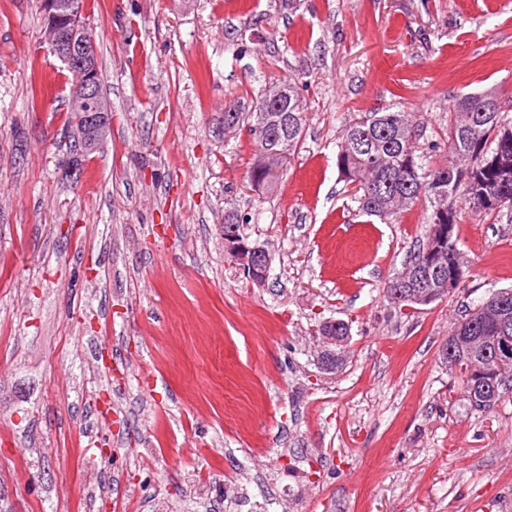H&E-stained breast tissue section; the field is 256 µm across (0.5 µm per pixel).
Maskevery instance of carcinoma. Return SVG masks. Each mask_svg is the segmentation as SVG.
<instances>
[{"mask_svg":"<svg viewBox=\"0 0 512 512\" xmlns=\"http://www.w3.org/2000/svg\"><path fill=\"white\" fill-rule=\"evenodd\" d=\"M276 101L260 96L252 111L224 112V128L229 132L246 130L260 160L251 171L256 187L269 183L267 167L272 150L290 154L300 146L305 104L299 88L281 84ZM491 92L462 96L451 113L448 163L428 167L418 149L422 130L413 125L407 113L391 106L374 112H361L348 121L337 144L336 166L342 178L358 187L354 201L368 217L390 219L411 209L425 198L431 206L429 230L405 268L413 269L422 261L424 251L436 236V227L457 224V205L476 216L495 213L512 223V111L500 103L491 112L478 107ZM440 264L445 278L464 274L457 236L451 234L442 244ZM486 393L481 389L465 392L466 407L484 411Z\"/></svg>","mask_w":512,"mask_h":512,"instance_id":"cac0c4a2","label":"carcinoma"}]
</instances>
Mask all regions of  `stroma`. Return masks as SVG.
Returning a JSON list of instances; mask_svg holds the SVG:
<instances>
[{"instance_id":"1","label":"stroma","mask_w":512,"mask_h":512,"mask_svg":"<svg viewBox=\"0 0 512 512\" xmlns=\"http://www.w3.org/2000/svg\"><path fill=\"white\" fill-rule=\"evenodd\" d=\"M87 10L111 115L75 183L38 0H0V512H512V400L469 411L440 359L512 286V224L463 213L459 286L401 310L385 284L428 204L368 221L336 167L358 113L409 112L437 166L461 95L512 106V0ZM282 82L303 143L256 188V146L220 117ZM228 211L271 253L265 287L224 251ZM332 318L351 338L325 373L312 330Z\"/></svg>"}]
</instances>
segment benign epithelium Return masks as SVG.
Instances as JSON below:
<instances>
[{
    "label": "benign epithelium",
    "mask_w": 512,
    "mask_h": 512,
    "mask_svg": "<svg viewBox=\"0 0 512 512\" xmlns=\"http://www.w3.org/2000/svg\"><path fill=\"white\" fill-rule=\"evenodd\" d=\"M39 4L43 16L42 42L53 57L75 74L69 94L77 112L71 128L73 145L79 150H95L109 129L110 109L101 92L98 44L84 2L39 0ZM220 228L224 247L244 277L259 288L265 286L271 264L269 252L260 245L248 244L233 225L222 224ZM435 253L434 249L426 250L416 271H406L387 282V293L395 304H429L439 297L445 298L455 288V280L444 282L438 292L420 282L426 271L440 270L434 264ZM328 325L330 322H322L316 330L320 341L316 360L322 370L331 373L337 366L327 361L326 353L331 351L336 357L345 358L349 337L332 335ZM466 327V320H461L443 343L441 355L448 369L463 378L465 386L480 385L490 391L487 403L493 408L500 403L497 381L512 371V318L506 312L497 313L490 336H471ZM474 345L483 348L486 366H477L463 354L464 349Z\"/></svg>",
    "instance_id": "obj_1"
}]
</instances>
